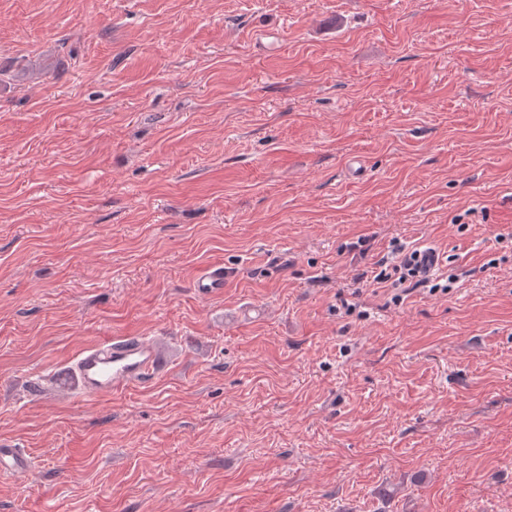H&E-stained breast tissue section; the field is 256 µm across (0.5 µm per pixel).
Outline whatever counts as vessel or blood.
I'll return each mask as SVG.
<instances>
[{"label":"vessel or blood","instance_id":"vessel-or-blood-1","mask_svg":"<svg viewBox=\"0 0 512 512\" xmlns=\"http://www.w3.org/2000/svg\"><path fill=\"white\" fill-rule=\"evenodd\" d=\"M165 365L161 344L141 336H116L81 350L72 373L83 396L105 397L152 383ZM32 465L24 449L0 442V474L21 480L30 474Z\"/></svg>","mask_w":512,"mask_h":512}]
</instances>
